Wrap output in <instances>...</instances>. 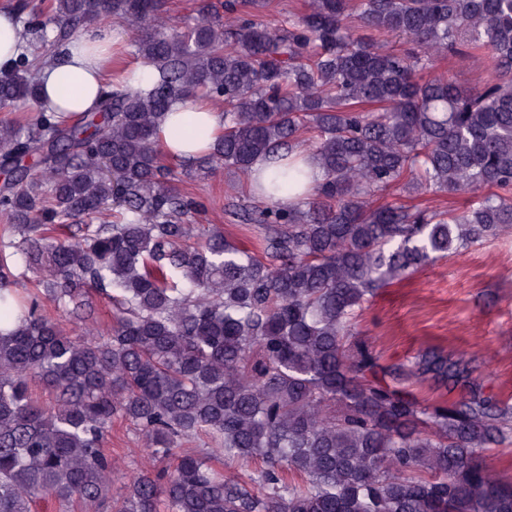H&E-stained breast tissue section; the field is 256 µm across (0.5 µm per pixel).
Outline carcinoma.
<instances>
[{"instance_id":"carcinoma-1","label":"carcinoma","mask_w":512,"mask_h":512,"mask_svg":"<svg viewBox=\"0 0 512 512\" xmlns=\"http://www.w3.org/2000/svg\"><path fill=\"white\" fill-rule=\"evenodd\" d=\"M164 6L53 0L50 22L23 21L32 42L0 77L1 107L37 102L40 65L108 17L135 26L133 55L156 72L113 84L93 111L0 125V512L50 496L64 512H512V482L481 456L512 439V407L477 361L430 349L383 367L351 341L356 309L389 280L512 226V0H308L273 25L240 0L219 19L206 0L172 31ZM472 48L492 61L480 86L429 72L430 50ZM199 95L224 104V133L198 165L245 179L252 202L230 207L261 227L262 258L217 227L186 244L200 204L172 185L159 125ZM305 154L323 179L301 205L274 196L302 169L252 176L260 158ZM410 185L474 204L378 203ZM91 288L113 303L108 335L43 313L85 319ZM412 380L458 396L421 407ZM118 415L157 466L114 508L103 442ZM201 436L210 447L179 450ZM214 454L261 460V491Z\"/></svg>"}]
</instances>
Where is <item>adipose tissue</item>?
Masks as SVG:
<instances>
[{"label": "adipose tissue", "mask_w": 512, "mask_h": 512, "mask_svg": "<svg viewBox=\"0 0 512 512\" xmlns=\"http://www.w3.org/2000/svg\"><path fill=\"white\" fill-rule=\"evenodd\" d=\"M115 37L111 30L99 28L75 40L60 59L48 63L39 75L41 109L50 112H88L94 110L101 96L112 89L115 60L111 47ZM200 125L202 140L173 137L175 128ZM160 130L164 150L169 158L191 160L205 152L224 131V118L212 102L198 100L174 104L165 113Z\"/></svg>", "instance_id": "obj_1"}]
</instances>
